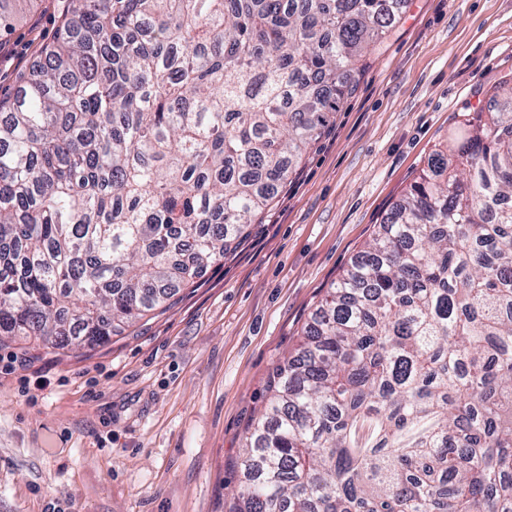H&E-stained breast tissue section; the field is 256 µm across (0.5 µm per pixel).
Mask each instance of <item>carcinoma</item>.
Listing matches in <instances>:
<instances>
[{
    "instance_id": "carcinoma-1",
    "label": "carcinoma",
    "mask_w": 512,
    "mask_h": 512,
    "mask_svg": "<svg viewBox=\"0 0 512 512\" xmlns=\"http://www.w3.org/2000/svg\"><path fill=\"white\" fill-rule=\"evenodd\" d=\"M399 8L61 0L0 101V341L92 350L224 259ZM491 98L275 368L227 512H512V80Z\"/></svg>"
}]
</instances>
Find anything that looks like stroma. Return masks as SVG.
<instances>
[{"label":"stroma","mask_w":512,"mask_h":512,"mask_svg":"<svg viewBox=\"0 0 512 512\" xmlns=\"http://www.w3.org/2000/svg\"><path fill=\"white\" fill-rule=\"evenodd\" d=\"M0 36V97L58 26ZM512 77V0H404L261 223L166 309L84 352L0 346V512H224L274 366L468 112Z\"/></svg>","instance_id":"obj_1"}]
</instances>
